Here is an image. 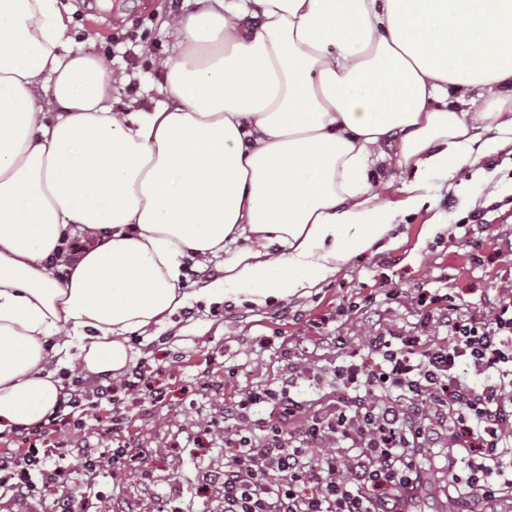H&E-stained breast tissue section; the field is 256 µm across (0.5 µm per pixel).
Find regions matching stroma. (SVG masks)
Returning a JSON list of instances; mask_svg holds the SVG:
<instances>
[{"label":"stroma","instance_id":"stroma-1","mask_svg":"<svg viewBox=\"0 0 512 512\" xmlns=\"http://www.w3.org/2000/svg\"><path fill=\"white\" fill-rule=\"evenodd\" d=\"M65 46L109 68L124 71L125 84L112 92V109L131 100L150 110L165 102L157 58L170 55L171 32L194 0H68ZM430 206L405 215L372 250L352 258L335 277L263 307L248 303H196L181 310L176 324L145 340L132 335L134 363H146L168 391L159 406L128 407L120 429L110 427L107 405L87 411L81 424L52 438L72 468L82 466L75 442L107 433L108 446L129 443L144 458L114 472L100 469L82 485L54 493L32 491L43 512L59 497L75 512H160L174 497L178 512H223L224 489L202 486L204 471L224 468L223 414L238 394L255 386L278 387L288 372L289 348L309 346L311 376L299 378L291 394L307 404L327 405L336 396L334 369L343 350L334 339L367 355L385 330L445 336L437 323L421 326L416 300L422 290L454 296L464 309H485L487 301H512V145L493 150L454 181L435 176L426 183ZM481 216L469 222L470 214ZM358 313L347 314L350 302Z\"/></svg>","mask_w":512,"mask_h":512}]
</instances>
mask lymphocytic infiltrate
<instances>
[{
	"label": "lymphocytic infiltrate",
	"mask_w": 512,
	"mask_h": 512,
	"mask_svg": "<svg viewBox=\"0 0 512 512\" xmlns=\"http://www.w3.org/2000/svg\"><path fill=\"white\" fill-rule=\"evenodd\" d=\"M423 322L444 342L380 337L370 362L337 365L336 399L313 410L283 386L252 388L224 411V512H416L431 479L448 481L451 512L512 496V304L462 314L453 297L421 295ZM61 393L45 422L12 433L0 451V488L65 474L42 440L82 407ZM271 405L268 418L255 409Z\"/></svg>",
	"instance_id": "lymphocytic-infiltrate-1"
}]
</instances>
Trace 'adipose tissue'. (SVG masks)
Listing matches in <instances>:
<instances>
[{"mask_svg":"<svg viewBox=\"0 0 512 512\" xmlns=\"http://www.w3.org/2000/svg\"><path fill=\"white\" fill-rule=\"evenodd\" d=\"M196 2L168 103L118 113L112 69L62 49L64 0H0V433L52 413L61 369L120 374L190 302L335 276L423 206V176L512 143V0ZM452 88L496 103L448 108ZM394 165L415 176L384 202L371 174Z\"/></svg>","mask_w":512,"mask_h":512,"instance_id":"ef3b65f1","label":"adipose tissue"}]
</instances>
